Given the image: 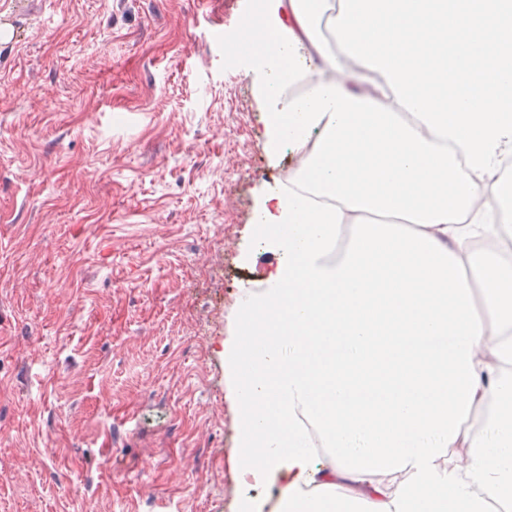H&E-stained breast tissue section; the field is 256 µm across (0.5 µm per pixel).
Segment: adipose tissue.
I'll return each instance as SVG.
<instances>
[{
	"label": "adipose tissue",
	"mask_w": 512,
	"mask_h": 512,
	"mask_svg": "<svg viewBox=\"0 0 512 512\" xmlns=\"http://www.w3.org/2000/svg\"><path fill=\"white\" fill-rule=\"evenodd\" d=\"M230 43L299 175L251 227L276 259L225 348L235 461L276 512L512 500V0H263ZM317 494L300 495L303 486Z\"/></svg>",
	"instance_id": "ef3b65f1"
}]
</instances>
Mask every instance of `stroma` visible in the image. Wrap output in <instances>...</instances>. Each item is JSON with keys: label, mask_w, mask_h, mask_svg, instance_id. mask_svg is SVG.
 I'll return each mask as SVG.
<instances>
[{"label": "stroma", "mask_w": 512, "mask_h": 512, "mask_svg": "<svg viewBox=\"0 0 512 512\" xmlns=\"http://www.w3.org/2000/svg\"><path fill=\"white\" fill-rule=\"evenodd\" d=\"M0 50V512H239L224 341L273 176L250 0H28Z\"/></svg>", "instance_id": "obj_1"}]
</instances>
